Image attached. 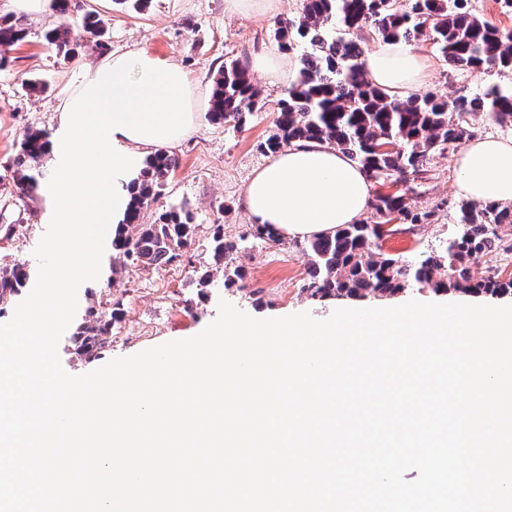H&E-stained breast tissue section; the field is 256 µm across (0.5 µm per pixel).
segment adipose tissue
I'll return each instance as SVG.
<instances>
[{
  "label": "adipose tissue",
  "instance_id": "obj_1",
  "mask_svg": "<svg viewBox=\"0 0 512 512\" xmlns=\"http://www.w3.org/2000/svg\"><path fill=\"white\" fill-rule=\"evenodd\" d=\"M368 78L404 98L421 87L429 65L405 42L379 44L363 58ZM460 193L476 201L512 202V140L467 142L456 157ZM371 186L358 167L333 147L306 142L276 154L246 185L243 205L255 223L306 239L358 221Z\"/></svg>",
  "mask_w": 512,
  "mask_h": 512
}]
</instances>
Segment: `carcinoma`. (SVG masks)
<instances>
[{"mask_svg":"<svg viewBox=\"0 0 512 512\" xmlns=\"http://www.w3.org/2000/svg\"><path fill=\"white\" fill-rule=\"evenodd\" d=\"M53 7L62 22L45 33L47 45L65 55L72 53L77 45L71 24L75 18L85 36L105 49L107 28L81 0H53ZM331 26L337 30L333 37L328 35ZM425 36L453 68L512 76V29L485 20L471 0H301L300 10L274 27L282 48L306 51L287 96L279 101L274 132L260 149L274 155L296 144L325 142L348 155L377 186L368 205L370 217L304 243L309 257L307 290L314 298L386 297L416 286L474 294L512 291V277L476 272L484 252L512 253V206L462 200L455 204L456 220L448 225L441 250L415 261L382 250L383 225L397 221L412 229L433 223L436 211L417 209L412 196L432 179L433 157L456 150L474 113L499 124L512 123V84L452 99L428 92L399 100L369 80L362 61L367 38L411 43ZM26 38L25 27L9 16L0 18L1 47ZM261 109V91L248 63L238 58L225 62L213 79L209 119L240 130ZM49 141L50 133L44 130L28 129L21 136L10 167L21 200L34 198L40 189V165ZM178 166L176 155L160 150L128 184L130 201L112 238V249L123 264L158 268L186 256L196 232L187 211L164 210L153 223H141L142 212L160 198ZM248 235L273 243L281 240L270 224L251 225ZM240 250V243L224 238L223 225H214L212 257L224 266L227 288L245 285ZM32 282L25 267L0 265V314L2 305ZM115 321L114 311L87 307L70 337L75 354L98 356L112 343Z\"/></svg>","mask_w":512,"mask_h":512,"instance_id":"obj_1","label":"carcinoma"}]
</instances>
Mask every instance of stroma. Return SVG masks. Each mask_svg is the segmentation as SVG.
Wrapping results in <instances>:
<instances>
[{
	"instance_id": "stroma-1",
	"label": "stroma",
	"mask_w": 512,
	"mask_h": 512,
	"mask_svg": "<svg viewBox=\"0 0 512 512\" xmlns=\"http://www.w3.org/2000/svg\"><path fill=\"white\" fill-rule=\"evenodd\" d=\"M225 0H151L139 14L116 8L113 0H86L109 27L107 53L126 54L144 48L156 56L179 64L196 88L198 122L194 131L173 152L179 166L171 175L160 199L144 212L152 222L158 211L186 207L196 226L195 242L186 259L160 268L122 267L105 272L103 279L89 283L81 293L82 306L112 302L122 312L112 330L108 351L85 362L61 339L58 353L66 372L80 375L113 358L131 356L168 341L193 337L218 316V304L227 301L255 318L283 317L299 312L314 318H328L339 308H386L409 300L445 303L456 298V291L437 292L411 288L388 297L364 299L312 297L306 290L308 257L299 240L282 238L280 243L247 237L252 222L243 207V191L252 177L267 164L269 157L260 148L273 131L279 101L287 84L255 82L262 91L263 108L253 113L243 129L213 123L208 118V91L212 77L225 60L253 57L278 50L273 29L278 19L297 13L300 0H278L275 8L260 17L227 13ZM28 31L18 45L0 47V55L10 64L0 69V224L13 225L11 237L0 239V258L11 264L37 266L33 254L46 230L42 215L43 198L15 207V193L8 168L27 129L55 132L57 108L62 99L76 90L87 72L104 59L92 42H84L71 58L57 55L47 47L43 33L61 21L57 12L32 17L19 15ZM414 48L430 63L426 91L451 96L485 92L497 84L498 76L453 69L428 41ZM45 84L39 92L27 90L28 80ZM454 156H438L432 161V180L418 189V208L436 210L437 220L424 224L415 233H398L385 239L389 255L418 256L438 249L453 221L450 205L459 201L455 188ZM223 225L229 240H243L240 261L247 271L246 285L228 288L223 269H215L208 287L198 284V269L210 265V243L214 225Z\"/></svg>"
}]
</instances>
